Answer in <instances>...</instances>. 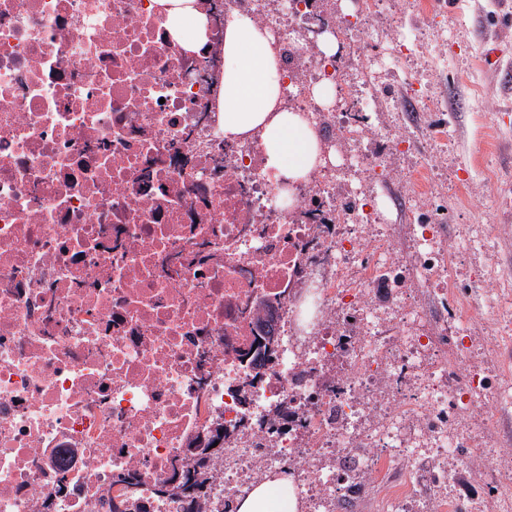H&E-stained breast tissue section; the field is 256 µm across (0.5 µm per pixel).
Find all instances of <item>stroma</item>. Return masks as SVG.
I'll return each mask as SVG.
<instances>
[{
  "label": "stroma",
  "instance_id": "1",
  "mask_svg": "<svg viewBox=\"0 0 512 512\" xmlns=\"http://www.w3.org/2000/svg\"><path fill=\"white\" fill-rule=\"evenodd\" d=\"M401 33L408 39L410 58L394 63L384 98L399 96L409 72L421 93L436 98L437 108L424 125L405 113L393 118L396 130L412 136L420 154L433 158L430 173L403 172L380 184L376 196L388 202L385 224H439L451 251L466 247L454 288L458 305L485 313L486 329H497L496 312L508 289L491 288L487 276L512 271V0H438L437 8L398 5ZM503 51L499 66L484 62L488 47ZM434 176L443 194L423 206H393L396 195L411 183ZM495 226L493 236L480 228Z\"/></svg>",
  "mask_w": 512,
  "mask_h": 512
}]
</instances>
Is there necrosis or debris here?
Wrapping results in <instances>:
<instances>
[{"mask_svg": "<svg viewBox=\"0 0 512 512\" xmlns=\"http://www.w3.org/2000/svg\"><path fill=\"white\" fill-rule=\"evenodd\" d=\"M185 50L156 0H0V512H234L271 471L301 512H512L489 413L492 362L460 372L434 320L459 267L437 225L393 255L370 191L410 141L384 140L362 0H198ZM266 30L276 108L325 165L291 185L260 132L221 130L224 30ZM341 90L327 102L314 90ZM258 336L272 358L253 357ZM218 457L198 467L197 447ZM505 492L460 504L461 457Z\"/></svg>", "mask_w": 512, "mask_h": 512, "instance_id": "obj_1", "label": "necrosis or debris"}]
</instances>
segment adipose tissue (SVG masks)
<instances>
[{
  "label": "adipose tissue",
  "mask_w": 512,
  "mask_h": 512,
  "mask_svg": "<svg viewBox=\"0 0 512 512\" xmlns=\"http://www.w3.org/2000/svg\"><path fill=\"white\" fill-rule=\"evenodd\" d=\"M165 2L171 32L187 49H196L206 32L197 0ZM281 81L265 32L247 19L231 23L224 33V135L244 138L261 131L267 168L289 181H302L322 164L323 157L314 130L301 114L275 111ZM297 509L294 486L285 476L255 486L236 504V512Z\"/></svg>",
  "instance_id": "adipose-tissue-1"
}]
</instances>
